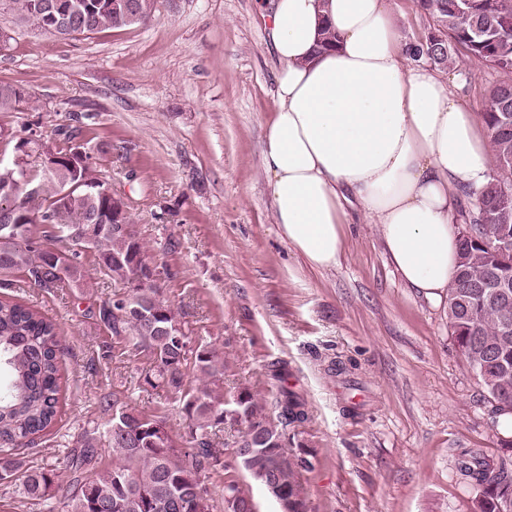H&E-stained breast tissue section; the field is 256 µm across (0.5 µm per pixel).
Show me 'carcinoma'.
Wrapping results in <instances>:
<instances>
[{
    "mask_svg": "<svg viewBox=\"0 0 512 512\" xmlns=\"http://www.w3.org/2000/svg\"><path fill=\"white\" fill-rule=\"evenodd\" d=\"M54 0H0L18 23L60 38L89 35L149 21L158 0H138L140 17L126 19L131 0H69L77 7L75 26L54 27L47 5ZM428 21L426 36L417 40L415 61L445 68L459 64L462 74L486 67L498 78L482 103L489 134L493 175L465 194L475 209L462 215L471 236L460 238L458 272L448 288L446 316L465 360L500 411H512V293L498 304L487 302L490 280L506 273L512 277V0H414ZM25 91L0 82V112H18ZM54 144L56 172L30 160L24 151L34 143L11 128L0 126V182L5 166L15 169L17 208L32 215L16 216L13 224L0 223V273H22L41 288H58L64 277L81 278V251L91 245L99 273L123 285L98 309L99 321L118 343L152 358L142 378L143 388L162 389L182 402L187 430L173 435L166 418L132 407L114 392L100 398V408L111 413L105 431L86 430L69 455L74 484L66 512H200L197 494L209 501L207 512H255L251 498L236 481L225 486L219 502L203 480L206 471L230 467L224 449L251 479L266 488L277 483L292 498L290 512H307L301 484L295 478L298 462L288 453V426L306 419V403L283 389L277 397L279 412L272 419L258 394L243 388L230 396L220 392L224 363L212 347L193 340L160 289L140 276L147 262L146 246L137 232L99 230L112 222V198L86 195L103 180L86 153V163L73 166L76 148L72 133L57 131ZM83 183L63 202L61 181ZM48 228L36 237L34 222ZM509 239L505 252L483 246L490 234ZM0 444L24 447L51 430L57 422L62 396L61 340L56 323L38 309L19 301L0 299ZM231 422L239 426L232 443L214 446L210 430ZM112 448V464L102 465L101 443ZM501 456L494 462L465 452L456 462L462 479L475 490L473 512H512V437L499 439ZM18 463L0 457V480L18 472ZM17 477V476H15ZM18 494L37 502L43 512H57L53 502L54 474L26 470L17 477Z\"/></svg>",
    "mask_w": 512,
    "mask_h": 512,
    "instance_id": "1",
    "label": "carcinoma"
}]
</instances>
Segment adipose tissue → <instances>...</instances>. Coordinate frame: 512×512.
Here are the masks:
<instances>
[{
    "label": "adipose tissue",
    "instance_id": "adipose-tissue-1",
    "mask_svg": "<svg viewBox=\"0 0 512 512\" xmlns=\"http://www.w3.org/2000/svg\"><path fill=\"white\" fill-rule=\"evenodd\" d=\"M326 21L332 50L318 47ZM269 25L278 107L262 154L282 239L314 268L336 267L355 211L377 225L403 282L446 299L454 212L489 173L483 120L415 65L392 0H273Z\"/></svg>",
    "mask_w": 512,
    "mask_h": 512
}]
</instances>
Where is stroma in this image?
I'll return each instance as SVG.
<instances>
[{
    "mask_svg": "<svg viewBox=\"0 0 512 512\" xmlns=\"http://www.w3.org/2000/svg\"><path fill=\"white\" fill-rule=\"evenodd\" d=\"M259 0H160L144 24L58 38L0 15V81L30 103L0 126L75 130L115 196L131 207L148 260L167 268L164 298L225 364V390L248 388L274 412L280 387L300 393L308 420L289 453L308 512H472L457 454H500L499 413L461 354L443 305L405 285L376 225L350 213L343 255L318 270L283 242L273 220L261 143L277 109L278 61ZM456 95L480 110L497 75L446 69ZM170 206L166 221L155 218ZM179 245L167 250V238ZM81 281L40 288L21 274L4 297L58 325L61 415L34 444L13 449L22 468L54 470L56 503L73 492L65 459L83 428L105 422L101 394L125 392L138 410L185 430L178 401L142 391L149 354L114 359L96 320L120 284L82 254ZM286 364L284 381L271 375Z\"/></svg>",
    "mask_w": 512,
    "mask_h": 512,
    "instance_id": "stroma-1",
    "label": "stroma"
}]
</instances>
